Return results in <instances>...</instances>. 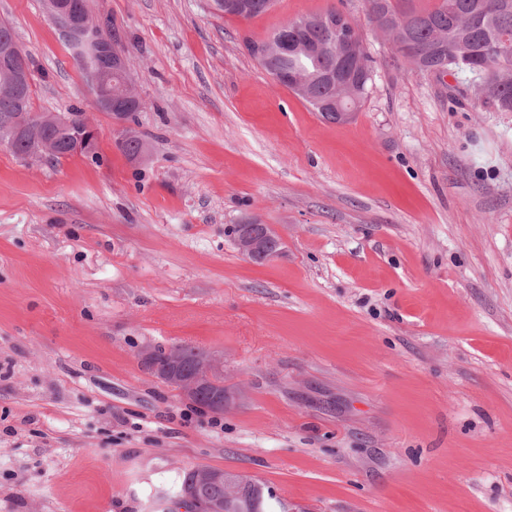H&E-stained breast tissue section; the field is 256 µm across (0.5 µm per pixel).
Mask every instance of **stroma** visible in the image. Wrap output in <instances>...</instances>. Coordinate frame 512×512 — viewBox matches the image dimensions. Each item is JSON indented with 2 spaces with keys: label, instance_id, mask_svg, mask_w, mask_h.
<instances>
[{
  "label": "stroma",
  "instance_id": "1",
  "mask_svg": "<svg viewBox=\"0 0 512 512\" xmlns=\"http://www.w3.org/2000/svg\"><path fill=\"white\" fill-rule=\"evenodd\" d=\"M119 34L148 163L41 0H0L37 112L91 111L100 163L0 146V512H177L186 470L261 482L288 512H512V112L412 70L364 0H85ZM334 8L373 84L327 121L245 48ZM284 240L256 264L232 229ZM224 358L223 413L143 349ZM134 105L125 106L122 108V112H111L109 115L112 118L114 141H124L123 144L119 145L117 149L130 161H134L137 155L140 153L142 148V139H140L138 133L129 124V119L124 112H127L128 116L133 115L135 112H139Z\"/></svg>",
  "mask_w": 512,
  "mask_h": 512
}]
</instances>
